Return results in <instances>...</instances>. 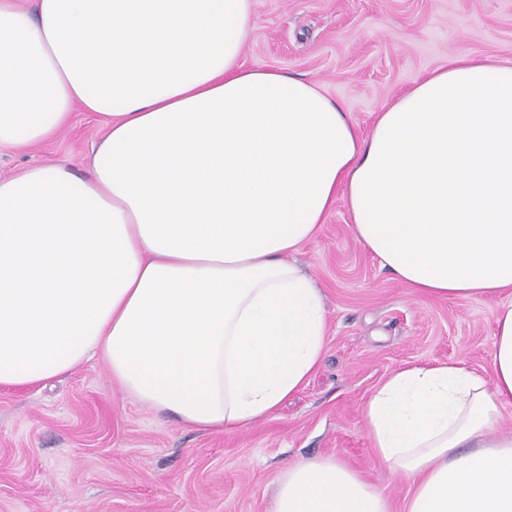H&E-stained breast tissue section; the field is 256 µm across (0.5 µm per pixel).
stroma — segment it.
I'll return each instance as SVG.
<instances>
[{
  "label": "stroma",
  "mask_w": 512,
  "mask_h": 512,
  "mask_svg": "<svg viewBox=\"0 0 512 512\" xmlns=\"http://www.w3.org/2000/svg\"><path fill=\"white\" fill-rule=\"evenodd\" d=\"M512 58V0H253L245 65L321 86L368 133L388 100L456 57ZM106 129L75 112L0 174L84 159ZM344 202L296 254L330 322L323 362L270 418L234 433L156 416L90 363L40 387H0V512H270L291 464L333 456L402 512L410 483L377 459L360 409L394 371L490 370L496 300L416 294L381 269Z\"/></svg>",
  "instance_id": "stroma-1"
}]
</instances>
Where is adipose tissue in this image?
Wrapping results in <instances>:
<instances>
[{"label": "adipose tissue", "mask_w": 512, "mask_h": 512, "mask_svg": "<svg viewBox=\"0 0 512 512\" xmlns=\"http://www.w3.org/2000/svg\"><path fill=\"white\" fill-rule=\"evenodd\" d=\"M252 0H0V151L75 110L107 134L85 176L0 179V386L93 360L204 431L271 416L319 369L329 323L294 260L344 200L359 243L425 296L498 297L491 371L394 372L363 403L404 512H512V59L463 56L368 134L312 82L245 67ZM272 512H390L333 457Z\"/></svg>", "instance_id": "ef3b65f1"}]
</instances>
